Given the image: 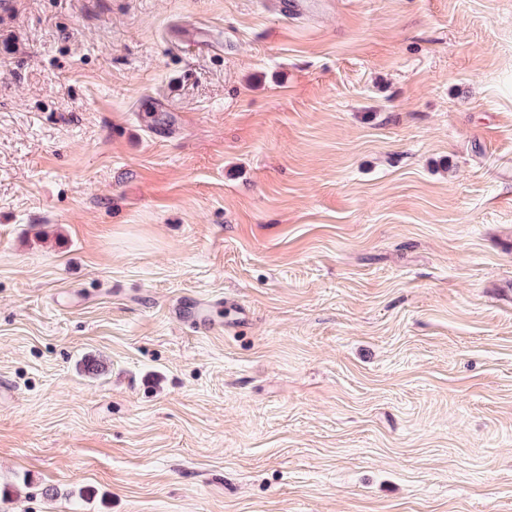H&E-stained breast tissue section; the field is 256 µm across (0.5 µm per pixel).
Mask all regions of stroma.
<instances>
[{"instance_id":"obj_1","label":"stroma","mask_w":512,"mask_h":512,"mask_svg":"<svg viewBox=\"0 0 512 512\" xmlns=\"http://www.w3.org/2000/svg\"><path fill=\"white\" fill-rule=\"evenodd\" d=\"M0 387V512H512V0H0Z\"/></svg>"}]
</instances>
